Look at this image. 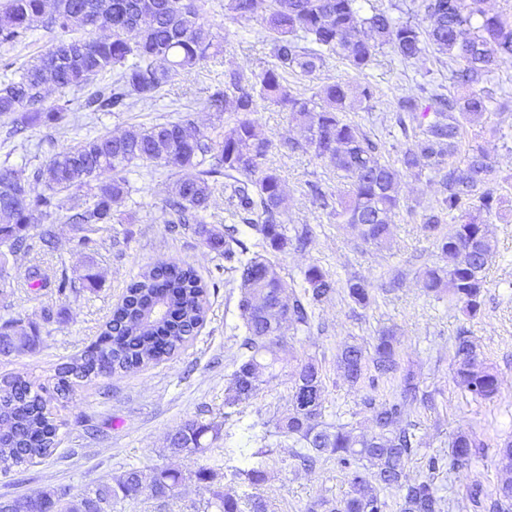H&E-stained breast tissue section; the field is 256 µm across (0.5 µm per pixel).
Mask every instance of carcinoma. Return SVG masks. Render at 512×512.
Here are the masks:
<instances>
[{"mask_svg": "<svg viewBox=\"0 0 512 512\" xmlns=\"http://www.w3.org/2000/svg\"><path fill=\"white\" fill-rule=\"evenodd\" d=\"M482 0H421L427 26L387 11L362 12L359 0H268L263 29L272 45L271 67L247 77L232 73L215 86L209 108L234 112L236 121L214 135L182 116L175 121L133 129L121 136L87 137L52 154L23 177L0 166V282L11 274L7 254L53 248V225L59 221L58 195L69 193L66 222L82 228L110 224L113 206L130 193L127 178L133 165L173 167L180 176L173 183L166 205L169 223L188 226L208 249L224 256V270L239 274L244 353L231 375L224 407L253 399L264 382L278 375L280 336L310 333L316 307L334 293L331 275L311 265L300 281H287L276 265L250 252L237 238L234 225L218 228L201 217L217 189L224 192L232 216L259 236L265 251L284 253L294 243L305 249L312 240L307 227L288 237L281 223L284 185L279 174L263 165L270 143L259 136L253 115L270 105L289 113L305 132V146L325 159L348 180L349 189L338 202L336 223L357 233L364 244L381 248L389 242L391 226L401 209L400 170L419 176L428 172L439 179L444 192L437 206L422 221L441 263L424 269L421 287L436 299L448 297L465 316L481 313L486 271L495 253L487 221L498 215L502 198L496 194L495 162L482 147L471 149L457 164L455 155L464 125L502 107L500 98L477 85L490 82L500 66L512 60V19L489 14ZM0 0V45H13L31 24L46 23L70 34L51 45L36 61L14 67V77L0 82V114L13 116L15 131L49 126L64 128L75 117L69 101L44 105L42 90L53 85L65 90L89 85L107 72H117L110 88L93 91L85 99L86 112H127L138 103L155 100L172 78L190 70L218 51L220 44L204 20V0ZM257 0H224V14L250 19ZM388 48L403 61L418 59L429 49L448 55L450 80L463 93L445 96L430 83L419 85V95L397 104L396 125L404 139L395 162L386 160L382 147L345 113L373 99L369 83L337 81L309 98L293 94L286 75H310L337 57L362 74L377 51ZM424 107L427 120L420 134L412 133L406 117ZM45 185L34 194L29 181ZM354 305L366 308L375 300L369 284L352 278L345 288ZM208 309L206 285L196 270L176 262H161L139 273L128 285L100 338L80 355L56 368L52 387L24 375L0 380V465L23 467L50 455L60 443L65 422L59 413L85 383L118 371H131L172 358L193 341ZM40 330L17 319L0 331V354L20 353L37 345ZM478 346L461 331L455 338L458 387L478 401L491 400L500 390L498 373L478 360ZM345 380L353 385L390 382L400 369L397 342L384 332L372 349L346 343L337 354ZM324 385L321 368L309 358L295 366L288 410L281 416L250 425L257 448H241L247 466L233 476L260 485L266 470L258 458L272 447L270 439L292 441L291 457L297 466L311 469L322 458L332 459L348 474L349 490L340 499L322 498L315 512H386L390 494L398 496L401 512H441L442 496L433 480L412 477L406 464L420 442L403 422L418 404L429 405L431 395L420 390L406 374L379 401L373 394L362 399L372 413L371 433L356 432L347 423L323 420ZM220 435V427L202 416L179 425L170 434L172 454H205ZM486 444L476 433L461 431L449 443L447 456H431L432 474L448 465H465ZM505 478L490 499L480 487L467 497L473 512H512V440L499 447ZM219 460L201 465L190 476L205 485L210 512H266L261 498L241 501L216 486L222 475ZM186 479L164 467L130 466L113 483L100 482L73 496L60 488L0 501V512H122L118 506L145 494L164 504Z\"/></svg>", "mask_w": 512, "mask_h": 512, "instance_id": "1", "label": "carcinoma"}]
</instances>
